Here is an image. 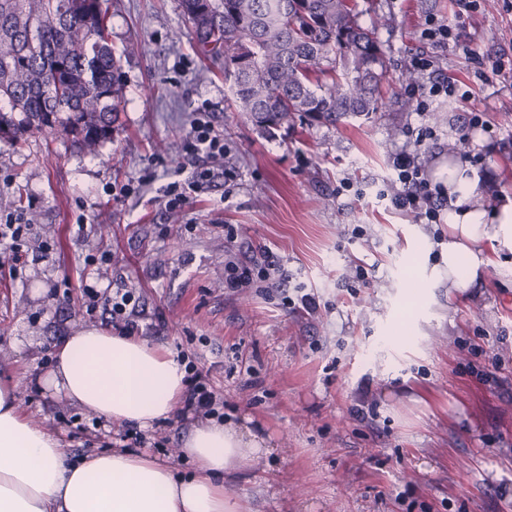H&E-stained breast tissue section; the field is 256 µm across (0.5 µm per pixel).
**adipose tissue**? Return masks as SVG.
Instances as JSON below:
<instances>
[{
  "label": "adipose tissue",
  "mask_w": 512,
  "mask_h": 512,
  "mask_svg": "<svg viewBox=\"0 0 512 512\" xmlns=\"http://www.w3.org/2000/svg\"><path fill=\"white\" fill-rule=\"evenodd\" d=\"M473 191L461 164L449 165L455 202L441 247L448 279L461 291L494 265L495 253L512 252V199L489 213L467 206ZM55 358L47 388L116 423L151 427L173 414L184 391L176 360L107 328L66 337ZM261 445L257 434L213 420L184 437L182 454L197 466L188 476L124 449L73 460L53 434L19 413L13 386L0 383V512H234L224 477Z\"/></svg>",
  "instance_id": "1"
}]
</instances>
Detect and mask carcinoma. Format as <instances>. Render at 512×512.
<instances>
[{
  "label": "carcinoma",
  "instance_id": "1",
  "mask_svg": "<svg viewBox=\"0 0 512 512\" xmlns=\"http://www.w3.org/2000/svg\"><path fill=\"white\" fill-rule=\"evenodd\" d=\"M0 0V140L44 128L94 152L119 130L123 76L106 0ZM197 40L224 50L246 115L268 132L290 121L367 116L383 105L384 52L351 0H182ZM39 21L33 36L26 28Z\"/></svg>",
  "mask_w": 512,
  "mask_h": 512
}]
</instances>
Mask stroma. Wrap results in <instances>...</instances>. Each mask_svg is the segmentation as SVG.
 <instances>
[{
  "instance_id": "obj_1",
  "label": "stroma",
  "mask_w": 512,
  "mask_h": 512,
  "mask_svg": "<svg viewBox=\"0 0 512 512\" xmlns=\"http://www.w3.org/2000/svg\"><path fill=\"white\" fill-rule=\"evenodd\" d=\"M357 5L363 26L387 18V93L369 117L261 131L225 79L223 56L198 46L181 0H110L124 80L115 137L93 156L49 129L0 142V209L31 221L23 267L0 275V382L15 385L20 413L71 458L111 449L123 427L94 426L43 380L65 337L111 324L84 285H125L140 294L136 339L194 363L225 420L264 440L225 481L232 500L255 512H512V253L455 292L431 276L447 224L402 215L381 198L390 156L408 149L407 127L423 124L436 132L423 147L430 175L481 152L478 203L491 210L512 198V74L487 76L485 62L490 52L512 60V0H484L460 19L452 0ZM431 17L455 22V44L421 39ZM428 52L435 78L467 79L494 137L468 131L454 100L422 116L410 107L401 75ZM205 102L234 178L175 216L162 190L195 166L182 144ZM148 174L138 194L111 195ZM267 249L287 288L315 294L317 313L225 287L228 261ZM101 254L105 263L90 264ZM197 421L177 407L146 430L144 452L193 472L176 450Z\"/></svg>"
}]
</instances>
